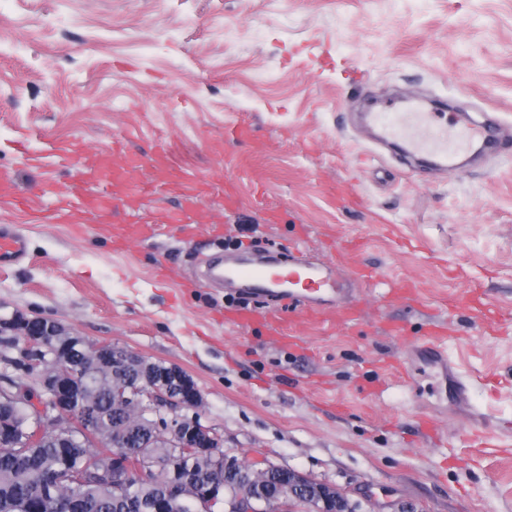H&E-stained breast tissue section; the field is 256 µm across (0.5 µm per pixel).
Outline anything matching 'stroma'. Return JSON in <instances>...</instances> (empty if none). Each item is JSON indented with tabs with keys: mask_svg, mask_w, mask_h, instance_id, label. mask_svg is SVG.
Here are the masks:
<instances>
[{
	"mask_svg": "<svg viewBox=\"0 0 512 512\" xmlns=\"http://www.w3.org/2000/svg\"><path fill=\"white\" fill-rule=\"evenodd\" d=\"M402 93L487 114L497 148L453 175L400 158L360 112ZM103 154L121 181L92 177ZM1 174L58 220L0 203L28 242L0 316L183 369L225 453L356 512H512V433L463 445L469 416L412 350L439 330L470 405L512 420V0H0ZM73 181L112 198L81 227ZM236 238L344 282L373 268L364 317L280 322L251 298L256 322H226L231 289L199 270Z\"/></svg>",
	"mask_w": 512,
	"mask_h": 512,
	"instance_id": "1",
	"label": "stroma"
}]
</instances>
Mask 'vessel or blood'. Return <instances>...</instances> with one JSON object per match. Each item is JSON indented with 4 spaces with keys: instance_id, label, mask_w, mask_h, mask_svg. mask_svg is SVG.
Here are the masks:
<instances>
[{
    "instance_id": "1",
    "label": "vessel or blood",
    "mask_w": 512,
    "mask_h": 512,
    "mask_svg": "<svg viewBox=\"0 0 512 512\" xmlns=\"http://www.w3.org/2000/svg\"><path fill=\"white\" fill-rule=\"evenodd\" d=\"M381 140L401 143L409 154L434 155L448 173L458 169L457 156L466 147L486 143L491 128L485 119H472L452 129L441 112H373L369 115ZM73 223H82L101 198L87 194L82 183L69 187ZM27 254V240L14 233L0 234V266L19 263ZM209 278L236 285L241 293L270 297L293 307L295 313L312 321L324 319L337 298L346 290L336 281L329 266L307 259L275 256L250 258L242 251L225 252L222 259L209 262Z\"/></svg>"
}]
</instances>
